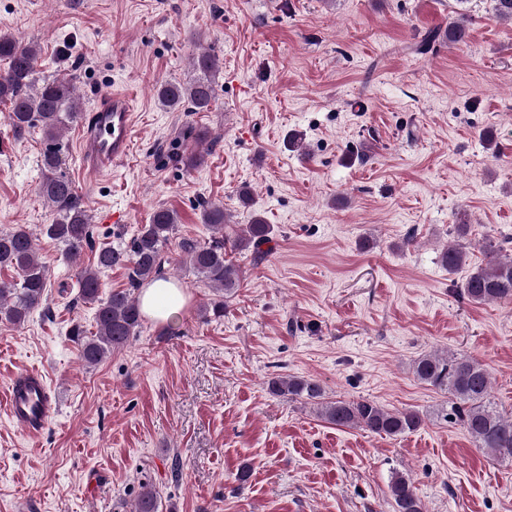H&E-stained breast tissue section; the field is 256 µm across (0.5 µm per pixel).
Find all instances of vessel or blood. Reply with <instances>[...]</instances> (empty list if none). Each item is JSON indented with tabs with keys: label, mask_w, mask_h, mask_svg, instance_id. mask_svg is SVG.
<instances>
[{
	"label": "vessel or blood",
	"mask_w": 512,
	"mask_h": 512,
	"mask_svg": "<svg viewBox=\"0 0 512 512\" xmlns=\"http://www.w3.org/2000/svg\"><path fill=\"white\" fill-rule=\"evenodd\" d=\"M133 123V105L127 94L111 91L101 95L81 129L78 160L82 175L95 177L111 172L128 155ZM24 376L32 381V391L9 386L6 410L26 433L34 435L47 424L54 402L39 372L28 370Z\"/></svg>",
	"instance_id": "vessel-or-blood-1"
}]
</instances>
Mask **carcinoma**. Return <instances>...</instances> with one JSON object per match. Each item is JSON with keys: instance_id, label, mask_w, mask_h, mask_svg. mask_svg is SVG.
Masks as SVG:
<instances>
[{"instance_id": "cac0c4a2", "label": "carcinoma", "mask_w": 512, "mask_h": 512, "mask_svg": "<svg viewBox=\"0 0 512 512\" xmlns=\"http://www.w3.org/2000/svg\"><path fill=\"white\" fill-rule=\"evenodd\" d=\"M39 49L8 33H0V103L10 104L6 115L13 134L21 138L34 126H41L46 147L41 155L42 180L39 194L51 205L54 219L42 232L70 258L93 247V234L84 197L64 171L62 132L83 118L77 108L72 78L56 76L37 80L35 64ZM198 76L190 83L166 81L159 85V104L169 110L203 112L216 99L215 78L219 72L216 56L201 52L192 59ZM203 222L221 232L204 242L182 240L180 249L189 257L194 273L216 295L213 313L224 314V299L238 287L239 270L226 258L229 250L253 248L269 253L271 225L259 217L239 234L229 223L224 207L211 204L203 211ZM177 228V214L169 209L154 212L150 223L141 225L128 241L102 244L95 251V263L78 276L79 296L96 304V332L75 324L69 330L85 365H98L109 353L122 351L141 328V310L136 291L144 284L166 279L167 253ZM487 261L473 268L462 288L468 301L512 302V256L500 257L501 246L485 243ZM467 260L465 246L449 247L442 255L448 270ZM116 266L126 270L128 287L100 297V273ZM0 268L12 269L18 279L0 282V321L23 323L48 300L47 267L39 262L32 238L24 226L0 231ZM414 377L421 383L448 394L451 415L461 423L476 446L489 454L512 460V418L501 415L490 401V376L484 366L467 355L423 354L414 359ZM268 390L289 400L304 399L317 405L319 415L338 427L361 428L379 436L398 437L419 429L424 416L414 409H389L373 400H329L319 381L297 376H275ZM394 512H426L416 487L406 476L396 473L388 484ZM160 497L152 488L140 493L136 512H160Z\"/></svg>"}]
</instances>
